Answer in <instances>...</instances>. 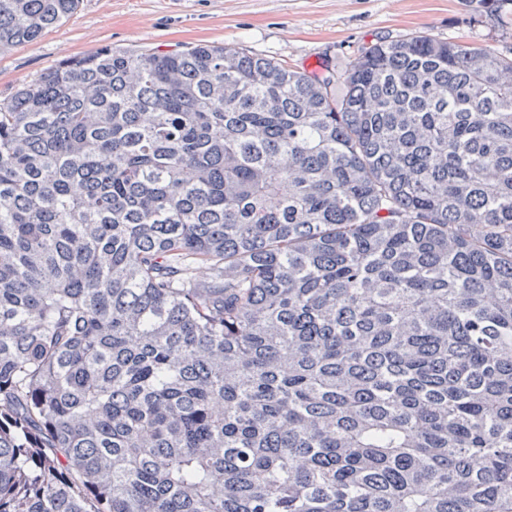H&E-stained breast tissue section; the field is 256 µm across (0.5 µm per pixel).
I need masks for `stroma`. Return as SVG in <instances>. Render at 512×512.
Instances as JSON below:
<instances>
[{"label":"stroma","mask_w":512,"mask_h":512,"mask_svg":"<svg viewBox=\"0 0 512 512\" xmlns=\"http://www.w3.org/2000/svg\"><path fill=\"white\" fill-rule=\"evenodd\" d=\"M411 33L499 50L512 42L479 0H82L42 39L0 55V100L59 61L106 45L235 46L318 78L346 71L364 45Z\"/></svg>","instance_id":"stroma-1"}]
</instances>
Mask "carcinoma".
Here are the masks:
<instances>
[{
    "instance_id": "cac0c4a2",
    "label": "carcinoma",
    "mask_w": 512,
    "mask_h": 512,
    "mask_svg": "<svg viewBox=\"0 0 512 512\" xmlns=\"http://www.w3.org/2000/svg\"><path fill=\"white\" fill-rule=\"evenodd\" d=\"M343 81L105 46L0 100V512H512V49Z\"/></svg>"
}]
</instances>
